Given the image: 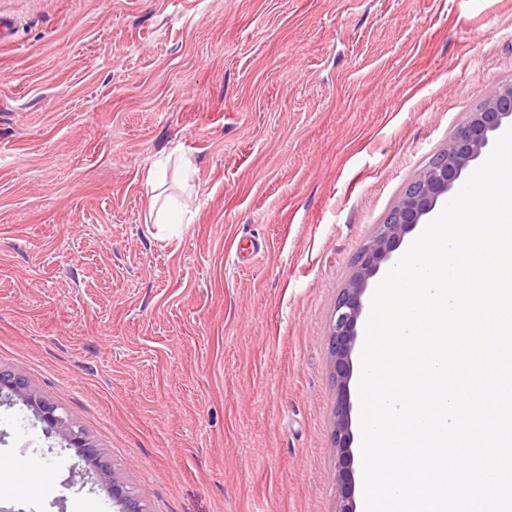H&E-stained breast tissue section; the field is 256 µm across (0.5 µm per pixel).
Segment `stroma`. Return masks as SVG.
I'll return each mask as SVG.
<instances>
[{
    "label": "stroma",
    "instance_id": "stroma-1",
    "mask_svg": "<svg viewBox=\"0 0 512 512\" xmlns=\"http://www.w3.org/2000/svg\"><path fill=\"white\" fill-rule=\"evenodd\" d=\"M0 369L148 512H336L357 252L512 82V0H0ZM167 162L158 186L147 173ZM188 204L159 230L152 194ZM0 512H113L0 393ZM36 470L50 492L24 493ZM7 387L21 397L23 402L29 406L39 420L51 430L60 432L67 441L69 447H74L82 461L88 464L97 474H105L107 465L102 460L97 448H94L86 441L82 431L70 420L68 415L60 411L57 405L37 397L36 393L27 388L21 379L14 375L4 374L0 371V388Z\"/></svg>",
    "mask_w": 512,
    "mask_h": 512
}]
</instances>
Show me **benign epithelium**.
Wrapping results in <instances>:
<instances>
[{"label":"benign epithelium","mask_w":512,"mask_h":512,"mask_svg":"<svg viewBox=\"0 0 512 512\" xmlns=\"http://www.w3.org/2000/svg\"><path fill=\"white\" fill-rule=\"evenodd\" d=\"M512 121V82L494 85L483 104L470 113L466 123L448 139L429 164L408 183L394 203L385 221L378 225L372 239L358 252L352 272L341 288L334 307L329 335L330 363L342 397L336 409L331 451L339 465L340 495L336 512H356L351 480V418L347 405V387L352 375V353L357 339V323L362 313V296L369 280L379 270L403 237L430 214L438 200L448 194L471 162L489 145L490 136ZM7 387L21 397L39 420L60 432L67 445L75 448L82 461L100 475L107 471L98 449L86 441L68 415L48 401L37 397L21 379L0 371V388ZM109 492L115 512H147L143 498L117 475H112Z\"/></svg>","instance_id":"obj_1"}]
</instances>
